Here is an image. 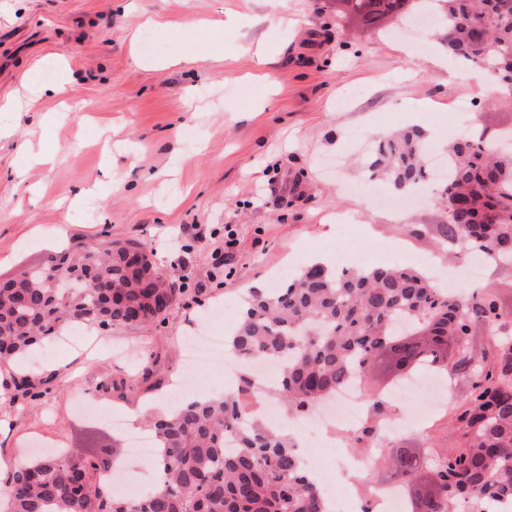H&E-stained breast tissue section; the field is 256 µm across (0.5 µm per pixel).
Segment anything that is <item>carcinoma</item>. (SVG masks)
Here are the masks:
<instances>
[{
	"mask_svg": "<svg viewBox=\"0 0 512 512\" xmlns=\"http://www.w3.org/2000/svg\"><path fill=\"white\" fill-rule=\"evenodd\" d=\"M363 30L382 34L384 21L406 24L428 7L442 22L448 55L480 66L512 89V0H336ZM486 128L448 147V181L440 199L443 220L410 231L431 237L442 251L457 243L499 266L512 265V143L500 150ZM424 135L412 128L379 139L368 164L376 179L405 192L426 179ZM148 247L105 238L62 252L42 266L21 268L0 282V365L6 366L60 335L87 327L145 326L164 320L162 299L184 289L157 280ZM487 341L473 343L475 329ZM459 341L456 371L472 378L465 402L452 409L462 446L422 461L391 440L386 456L399 483L424 467L448 484L439 499L426 494L415 512H487L500 496L512 498V375L498 373L512 359V310L490 291L447 293L422 271L391 266L337 271L306 265L270 293L245 302L227 339L244 361L281 363L277 394L304 414L377 361L385 369L411 365L438 341ZM10 403L35 399L53 374L12 373ZM253 380L239 389L187 401L153 419L161 453V484L131 499L100 481V462L81 451L26 462L10 478L0 512H326L320 488L301 468L292 438L246 412ZM367 395L388 415L385 392ZM231 436L236 446L226 449Z\"/></svg>",
	"mask_w": 512,
	"mask_h": 512,
	"instance_id": "obj_1",
	"label": "carcinoma"
}]
</instances>
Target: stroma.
I'll list each match as a JSON object with an SVG mask.
<instances>
[{
  "label": "stroma",
  "mask_w": 512,
  "mask_h": 512,
  "mask_svg": "<svg viewBox=\"0 0 512 512\" xmlns=\"http://www.w3.org/2000/svg\"><path fill=\"white\" fill-rule=\"evenodd\" d=\"M199 20L218 32L187 63L186 27ZM399 31L361 32L330 0H0V103L25 99L47 57L69 82L68 94L43 93L35 111L16 113L0 139V277L106 234L146 243L154 266L185 288L161 325L83 328L84 347L53 361L62 377L47 393L0 410V455L88 447L126 464L124 434L75 396L128 419L158 413L188 338L236 322L234 312L210 318L225 299L243 302L274 287L275 272L332 261L359 240L402 244L415 267L438 261L470 289L466 250L440 261L409 234L440 222L436 182L391 210L375 199L389 187L369 181L360 143L416 125L441 155L457 136L458 101L472 102L471 126L495 131L512 128V99L448 58L435 29L422 52ZM351 90L361 98L337 108ZM420 101L433 109L418 119ZM26 141L54 163L25 164ZM105 375L123 397L98 396Z\"/></svg>",
  "instance_id": "stroma-1"
}]
</instances>
